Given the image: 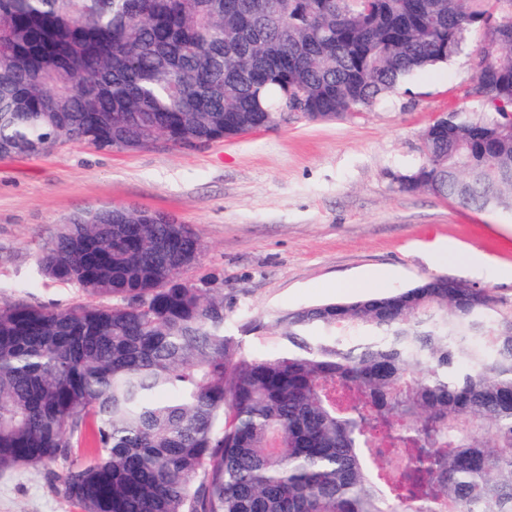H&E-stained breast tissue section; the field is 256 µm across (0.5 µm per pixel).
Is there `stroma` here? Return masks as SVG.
<instances>
[{
    "instance_id": "obj_1",
    "label": "stroma",
    "mask_w": 512,
    "mask_h": 512,
    "mask_svg": "<svg viewBox=\"0 0 512 512\" xmlns=\"http://www.w3.org/2000/svg\"><path fill=\"white\" fill-rule=\"evenodd\" d=\"M475 30L447 65L417 73L384 104L341 121L299 113L232 142L134 151L77 143L33 157L0 156V304L51 309L99 305L75 285L41 276L38 256L73 213L112 204L173 216L203 245L182 279H222L228 327L245 350L274 347L273 324L289 310L335 301L336 285L388 288L430 275L491 289L512 306V211H476L428 192L398 191L393 177L422 161L426 127L470 105ZM453 246L457 257L435 250ZM477 252L479 274L464 266ZM0 512H78L56 494L53 470L0 474Z\"/></svg>"
}]
</instances>
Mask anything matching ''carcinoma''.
Masks as SVG:
<instances>
[{
  "mask_svg": "<svg viewBox=\"0 0 512 512\" xmlns=\"http://www.w3.org/2000/svg\"><path fill=\"white\" fill-rule=\"evenodd\" d=\"M477 28L474 109L394 181L512 210V0H0V155L342 120ZM201 253L159 212L58 225L41 273L112 303L0 306V473L62 461L80 512H512V309L489 289L287 311L254 356L218 279L180 278Z\"/></svg>",
  "mask_w": 512,
  "mask_h": 512,
  "instance_id": "cac0c4a2",
  "label": "carcinoma"
}]
</instances>
